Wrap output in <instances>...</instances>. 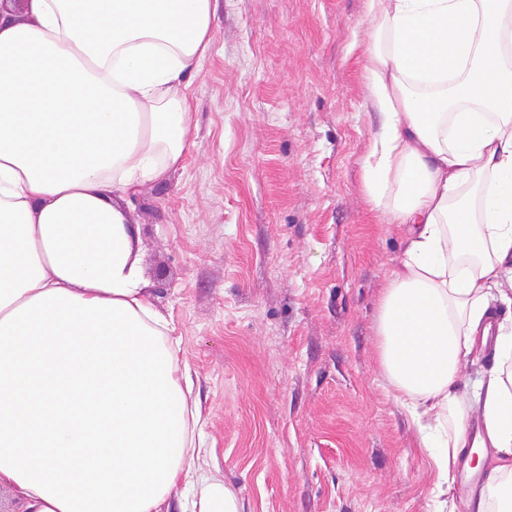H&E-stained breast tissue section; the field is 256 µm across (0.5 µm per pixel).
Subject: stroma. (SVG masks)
<instances>
[{
  "mask_svg": "<svg viewBox=\"0 0 512 512\" xmlns=\"http://www.w3.org/2000/svg\"><path fill=\"white\" fill-rule=\"evenodd\" d=\"M182 165L130 195L203 408L199 475L239 512H432L436 470L379 360L402 230L361 163L365 0H217Z\"/></svg>",
  "mask_w": 512,
  "mask_h": 512,
  "instance_id": "obj_1",
  "label": "stroma"
}]
</instances>
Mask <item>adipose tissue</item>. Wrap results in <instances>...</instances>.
<instances>
[{"instance_id": "ef3b65f1", "label": "adipose tissue", "mask_w": 512, "mask_h": 512, "mask_svg": "<svg viewBox=\"0 0 512 512\" xmlns=\"http://www.w3.org/2000/svg\"><path fill=\"white\" fill-rule=\"evenodd\" d=\"M382 113L364 189L404 234L379 298L380 365L436 470L488 476L474 512H512V0H365ZM215 0H26L0 14V485L22 512H238L187 466L201 409L147 290L127 195L192 143L188 75ZM445 90L420 95L421 79ZM472 186L473 197L462 195ZM493 365L466 397L473 354Z\"/></svg>"}]
</instances>
